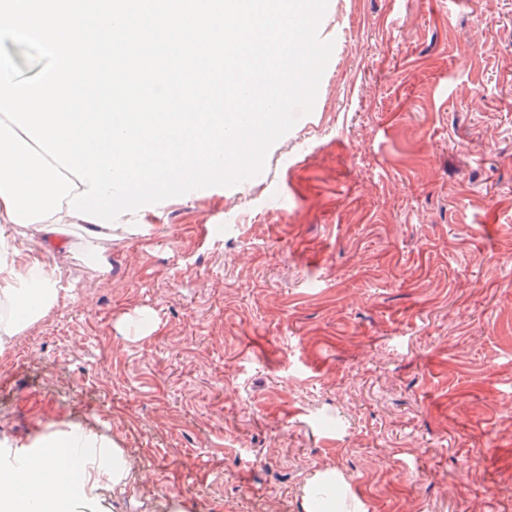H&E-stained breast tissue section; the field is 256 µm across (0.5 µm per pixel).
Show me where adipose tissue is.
Instances as JSON below:
<instances>
[{
    "instance_id": "adipose-tissue-1",
    "label": "adipose tissue",
    "mask_w": 512,
    "mask_h": 512,
    "mask_svg": "<svg viewBox=\"0 0 512 512\" xmlns=\"http://www.w3.org/2000/svg\"><path fill=\"white\" fill-rule=\"evenodd\" d=\"M85 189L17 125L0 113V350L58 306L75 302L65 273L48 262L57 251L102 274L110 270L106 241L135 232L69 216L68 202ZM30 236L38 249L15 240ZM0 464V512H104L128 484L131 463L111 437L63 422L36 441L10 448Z\"/></svg>"
}]
</instances>
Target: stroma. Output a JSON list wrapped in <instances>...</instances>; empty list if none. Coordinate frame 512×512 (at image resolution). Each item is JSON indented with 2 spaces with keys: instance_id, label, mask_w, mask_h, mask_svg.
<instances>
[{
  "instance_id": "1",
  "label": "stroma",
  "mask_w": 512,
  "mask_h": 512,
  "mask_svg": "<svg viewBox=\"0 0 512 512\" xmlns=\"http://www.w3.org/2000/svg\"><path fill=\"white\" fill-rule=\"evenodd\" d=\"M263 171L127 214L0 353V442L83 418L110 512H512V0H328ZM237 255L227 263V255ZM156 328L142 335L137 318Z\"/></svg>"
}]
</instances>
